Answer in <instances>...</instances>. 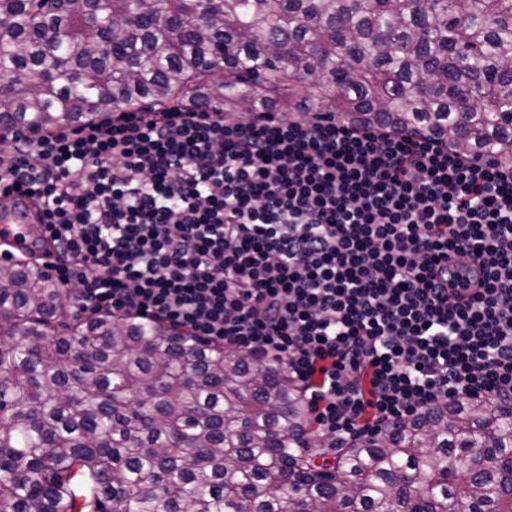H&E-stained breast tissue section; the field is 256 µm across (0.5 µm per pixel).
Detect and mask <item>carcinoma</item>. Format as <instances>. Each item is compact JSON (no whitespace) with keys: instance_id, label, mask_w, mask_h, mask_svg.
Segmentation results:
<instances>
[{"instance_id":"1","label":"carcinoma","mask_w":512,"mask_h":512,"mask_svg":"<svg viewBox=\"0 0 512 512\" xmlns=\"http://www.w3.org/2000/svg\"><path fill=\"white\" fill-rule=\"evenodd\" d=\"M187 98L510 168L512 0H0V127ZM62 298L38 263L0 267V512H512L511 406L441 404L319 464L282 365Z\"/></svg>"}]
</instances>
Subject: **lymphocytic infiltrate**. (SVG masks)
<instances>
[{"label":"lymphocytic infiltrate","mask_w":512,"mask_h":512,"mask_svg":"<svg viewBox=\"0 0 512 512\" xmlns=\"http://www.w3.org/2000/svg\"><path fill=\"white\" fill-rule=\"evenodd\" d=\"M77 309L279 360L338 448L512 405V168L409 132L203 101L0 151Z\"/></svg>","instance_id":"1"}]
</instances>
